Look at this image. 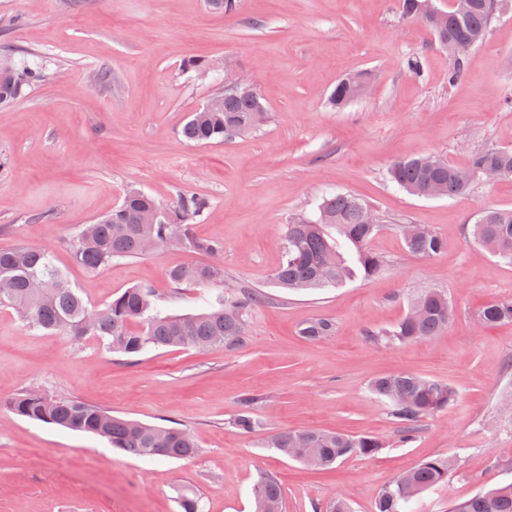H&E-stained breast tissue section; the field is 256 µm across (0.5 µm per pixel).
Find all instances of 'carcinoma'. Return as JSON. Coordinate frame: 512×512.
<instances>
[{"label": "carcinoma", "mask_w": 512, "mask_h": 512, "mask_svg": "<svg viewBox=\"0 0 512 512\" xmlns=\"http://www.w3.org/2000/svg\"><path fill=\"white\" fill-rule=\"evenodd\" d=\"M420 0H402V13L428 26L441 47L451 50L454 42L470 40L481 45L488 36L496 14L490 0H469L434 18L419 11ZM41 77V71L25 63H12L10 78L0 80V105L6 106L27 95ZM340 80L329 103L342 108L359 96L356 79ZM254 92L224 100V108L214 112L190 113L180 130L188 142L208 144L258 130L267 113ZM486 170H499L502 178L512 179V148L490 146L472 153L463 166H456L434 155L403 157L387 169L388 180L402 190L419 196L458 198L483 180ZM206 198L184 194L171 207L155 197L131 188L122 204L87 224L72 239L75 263L100 270L119 258L143 255L141 244L154 243V250L167 249L173 239L184 241L183 248L217 257L224 244L194 237L191 224L207 208ZM371 206L347 193H331L310 217L296 213L288 218L285 255L273 273L280 288L306 290L334 288L358 276L369 279L380 274L384 260L370 248L380 230L379 223H365ZM406 253L431 257L443 248L432 231L411 225L397 228ZM476 241L512 264V209L488 208L472 225ZM175 285L194 288L224 287V267L218 262L191 263L167 272ZM258 291L243 289L224 292L217 305L197 314H163L156 309L155 293L143 284L130 287L102 308L90 307L58 268L47 248L35 250L18 246L0 250V307L15 310L24 324L47 334L94 336L108 350L132 356L149 348H234L244 342L247 313L264 303ZM453 316L448 295L436 288L424 289L412 300L405 317L386 335L401 344L429 339L447 329ZM483 326L512 322V294L484 305L477 314ZM334 324L316 318L304 324L301 335L318 340L332 335ZM371 388L390 402L392 417L408 437L418 423L448 408L456 390L447 383L398 372L375 379ZM256 397L245 398L233 423L244 433L260 429L253 414ZM15 415L30 420L83 432L107 440L112 447L141 458L159 456L190 459L198 452L193 436L185 429L148 425L112 413L73 397H55L28 390L5 401ZM262 447L312 468L327 469L352 455L372 456L381 443L368 435H350L320 429L283 430L274 433ZM454 464L446 457H435L404 472L382 491L374 512H416V503L425 491L448 483ZM282 489L278 481L264 477L254 488L255 512H280ZM449 512H512V483L482 491L450 505Z\"/></svg>", "instance_id": "obj_1"}]
</instances>
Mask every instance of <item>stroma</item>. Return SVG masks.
Listing matches in <instances>:
<instances>
[{
	"label": "stroma",
	"instance_id": "stroma-1",
	"mask_svg": "<svg viewBox=\"0 0 512 512\" xmlns=\"http://www.w3.org/2000/svg\"><path fill=\"white\" fill-rule=\"evenodd\" d=\"M0 45L42 71L25 97L0 106V249L49 248L94 307L148 284L161 310L197 313L215 292L175 287L166 272L198 254L163 249L90 272L72 263L69 248L129 188L166 206L196 193L208 205L194 233L223 243L225 289L266 296L249 312L239 347L151 348L131 358L89 336L24 327L0 308V512H178L185 489L203 512H254L264 476L279 481L282 512H330L339 498L352 512H373L401 473L440 455L459 468L447 486L422 494L421 512H447L452 501L512 482V416L500 405L512 385V323L477 321L482 306L512 293V264L470 235L483 209H512V180L449 199L413 196L386 178L401 157L462 165L485 147H512V12L494 22L455 81L453 57L403 16L400 0H239L231 15L206 0H0ZM412 57L420 74L407 68ZM190 58L216 68L199 76L183 67ZM226 63L259 95L266 125L221 143L185 142L181 126L223 92ZM360 70L376 72L373 86L330 107L337 82ZM335 192L375 210L382 229L370 246L386 270L335 288L277 287L289 216L314 213ZM400 224L430 228L443 251L407 256ZM427 288L445 291L454 307L446 332L405 345L374 338ZM318 317L334 322V335L301 336ZM400 371L457 392L407 441L388 400L370 388ZM26 389L186 428L199 452L134 458L3 407ZM248 394L258 397L262 423L252 434L232 423ZM304 429L369 435L382 447L314 471L263 445L272 433Z\"/></svg>",
	"mask_w": 512,
	"mask_h": 512
}]
</instances>
